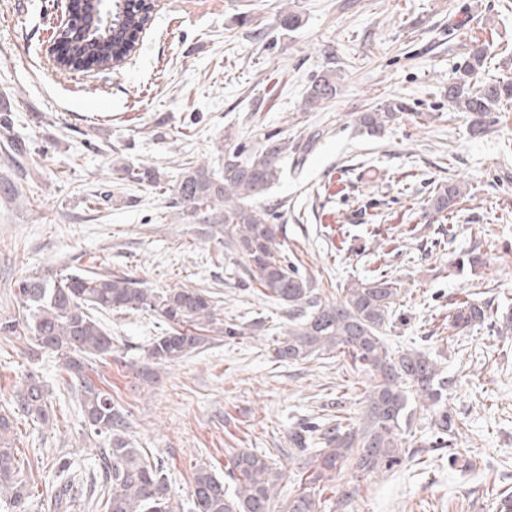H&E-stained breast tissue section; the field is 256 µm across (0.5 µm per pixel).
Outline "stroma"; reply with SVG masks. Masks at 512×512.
<instances>
[{
	"instance_id": "obj_1",
	"label": "stroma",
	"mask_w": 512,
	"mask_h": 512,
	"mask_svg": "<svg viewBox=\"0 0 512 512\" xmlns=\"http://www.w3.org/2000/svg\"><path fill=\"white\" fill-rule=\"evenodd\" d=\"M283 3L297 28L281 24ZM152 19L117 67L63 71L45 52L56 21L44 0H0V117L35 153L23 166L0 148V177L21 185L0 199V322L22 314L21 278L67 268L123 273L155 291L214 292L221 319L245 335L209 334L146 380L143 348L164 323L151 311L112 313L102 318L112 363L92 372L111 385L136 447L164 459L180 512H192L194 470L223 473L241 449L287 471L283 508L300 488L292 431L338 413L360 422L370 374L332 353L277 362L288 308L262 294L223 231L180 215L172 192L116 174L144 164L172 181L186 158L217 173L225 140L251 154L278 133L288 152L269 198L281 206L289 260L326 302L374 276L397 281L403 319L383 339L390 352L417 348L437 361L459 427L435 447L432 413L412 401L405 436L420 456L369 477L343 467L323 494L325 512H497L512 495V336L461 330L448 316L465 301L512 308V110L473 134L448 85L475 41L488 48L482 80L512 81V0H156ZM327 71L335 97L304 111ZM391 100L408 110L381 134L357 126L356 113ZM450 182L464 195L444 217L430 200ZM468 254L482 259L478 274L459 269ZM31 373L50 389L45 425L14 408ZM65 379L52 355L0 336V413L13 420L10 446L32 465V512H56L44 479L60 455L75 457L67 512H92L99 493L100 440Z\"/></svg>"
}]
</instances>
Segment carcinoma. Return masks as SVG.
<instances>
[{"mask_svg":"<svg viewBox=\"0 0 512 512\" xmlns=\"http://www.w3.org/2000/svg\"><path fill=\"white\" fill-rule=\"evenodd\" d=\"M70 31H79L76 62L68 70H108L131 53L128 33L150 25V13L138 15L131 0H89ZM487 59L486 46L473 43L448 85V102L468 114L479 131L500 105L512 101V82L477 85ZM336 95L335 76L326 73L305 98L307 112L324 108ZM406 103L392 101L357 115L361 126L375 130L391 122ZM220 147L224 171L214 176L195 161L182 163L172 186L177 204L198 224H222L238 254L239 264L272 301L288 305V328L275 340L274 354L282 363H298L321 353L337 351L371 373L374 384L365 396L362 425L349 427L344 419L307 423L292 432L293 453L305 460L308 475L300 491L281 512H316L317 484L330 481L346 462L358 473L378 474L414 459L419 450L406 445L402 424L409 397L433 407L436 435L454 437L455 418L448 413V378L438 363L417 349L391 354L382 332L399 318L401 288L383 276L343 289V298L325 303L314 295L311 282L288 260L276 224V205L266 202L279 180L288 144L276 134L266 136L259 153L242 156L238 146ZM122 180L163 189L158 170L135 165L119 167ZM461 187L450 183L435 191L431 205L438 214L454 211ZM16 298L29 312L26 330L33 346L62 361L69 382L79 387L83 422L101 440L99 470L107 486L100 509L104 512H175L164 461L149 458L125 436L123 411L100 382L89 376L90 364L107 363L112 334L98 320L102 313L152 311L168 329L146 345L147 360L164 365L197 350L202 333L217 331L229 338L244 335L243 327L223 323L217 304L199 288H170L162 293L135 286L126 276L89 273L83 269L54 276L31 275L17 282ZM450 322L466 328L487 324L497 333L512 334V315H495L477 303L457 307ZM17 410L44 424L52 408L39 375L31 373L15 395ZM11 420L0 416V510L30 512L32 493L17 458L6 441ZM225 476L201 466L194 474V512H274L284 472L267 457L248 450L235 452L224 464ZM234 484L229 492L224 479Z\"/></svg>","mask_w":512,"mask_h":512,"instance_id":"obj_1","label":"carcinoma"}]
</instances>
